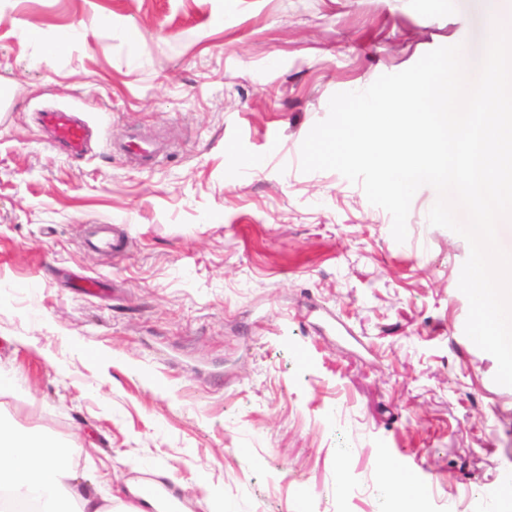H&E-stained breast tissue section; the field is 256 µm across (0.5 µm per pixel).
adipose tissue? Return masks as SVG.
<instances>
[{"label": "adipose tissue", "instance_id": "obj_1", "mask_svg": "<svg viewBox=\"0 0 512 512\" xmlns=\"http://www.w3.org/2000/svg\"><path fill=\"white\" fill-rule=\"evenodd\" d=\"M82 448L17 432L0 419V512H110L96 478H79Z\"/></svg>", "mask_w": 512, "mask_h": 512}]
</instances>
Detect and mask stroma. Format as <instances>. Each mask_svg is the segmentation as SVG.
<instances>
[{
    "label": "stroma",
    "mask_w": 512,
    "mask_h": 512,
    "mask_svg": "<svg viewBox=\"0 0 512 512\" xmlns=\"http://www.w3.org/2000/svg\"><path fill=\"white\" fill-rule=\"evenodd\" d=\"M477 2L0 0V371L21 385L0 415L178 512H378L384 468L429 512H483L512 387L464 333L467 241L429 224L431 187L399 243L361 185L300 169L333 94L472 49ZM49 108L91 127L82 155ZM136 135L164 155L114 152ZM90 224L123 249L85 245ZM41 123L51 132L54 139L73 153L85 150L87 128L73 113L58 110L40 113Z\"/></svg>",
    "instance_id": "stroma-1"
}]
</instances>
